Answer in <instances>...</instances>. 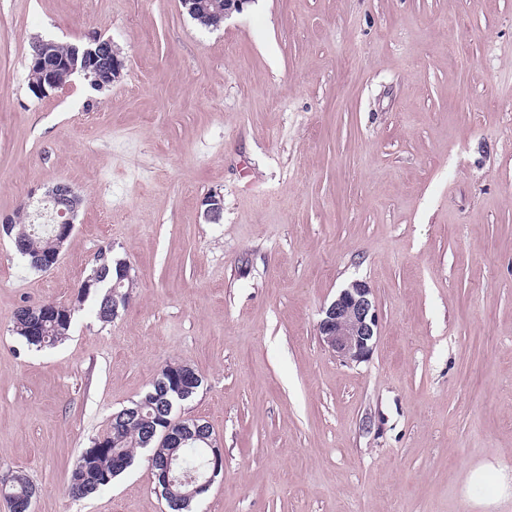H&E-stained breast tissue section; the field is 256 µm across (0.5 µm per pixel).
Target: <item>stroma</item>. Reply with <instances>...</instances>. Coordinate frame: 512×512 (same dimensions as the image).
Instances as JSON below:
<instances>
[{
    "mask_svg": "<svg viewBox=\"0 0 512 512\" xmlns=\"http://www.w3.org/2000/svg\"><path fill=\"white\" fill-rule=\"evenodd\" d=\"M99 37L110 87L32 93L33 43ZM58 181L56 265L0 237V472L34 512H168L143 453L67 486L174 361L224 452L194 512H481L467 471L512 478V0H252L213 31L180 0H0V216ZM105 249L133 278L109 324L76 300ZM355 279L378 340L348 366L316 325ZM41 302L76 312L36 352L13 317Z\"/></svg>",
    "mask_w": 512,
    "mask_h": 512,
    "instance_id": "obj_1",
    "label": "stroma"
}]
</instances>
